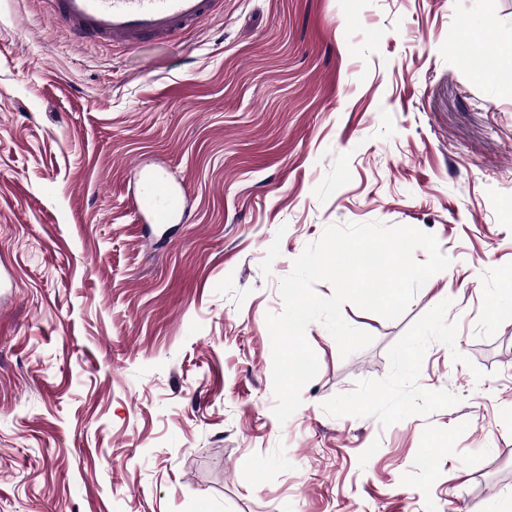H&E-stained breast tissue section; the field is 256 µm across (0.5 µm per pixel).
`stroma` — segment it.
<instances>
[{
	"mask_svg": "<svg viewBox=\"0 0 512 512\" xmlns=\"http://www.w3.org/2000/svg\"><path fill=\"white\" fill-rule=\"evenodd\" d=\"M512 0H224L81 47L0 0V512H502L512 503ZM188 223L135 217L142 170ZM447 270L273 413L267 313L332 224Z\"/></svg>",
	"mask_w": 512,
	"mask_h": 512,
	"instance_id": "stroma-1",
	"label": "stroma"
}]
</instances>
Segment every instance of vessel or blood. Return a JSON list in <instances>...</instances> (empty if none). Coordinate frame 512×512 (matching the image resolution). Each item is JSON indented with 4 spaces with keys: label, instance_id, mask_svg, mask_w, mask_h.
Returning a JSON list of instances; mask_svg holds the SVG:
<instances>
[{
    "label": "vessel or blood",
    "instance_id": "obj_1",
    "mask_svg": "<svg viewBox=\"0 0 512 512\" xmlns=\"http://www.w3.org/2000/svg\"><path fill=\"white\" fill-rule=\"evenodd\" d=\"M48 13L73 40L97 37L120 46L141 39L166 40L200 25L222 6V0H46ZM136 214L152 224L183 220L185 189L173 186L161 173L141 179L133 200Z\"/></svg>",
    "mask_w": 512,
    "mask_h": 512
}]
</instances>
